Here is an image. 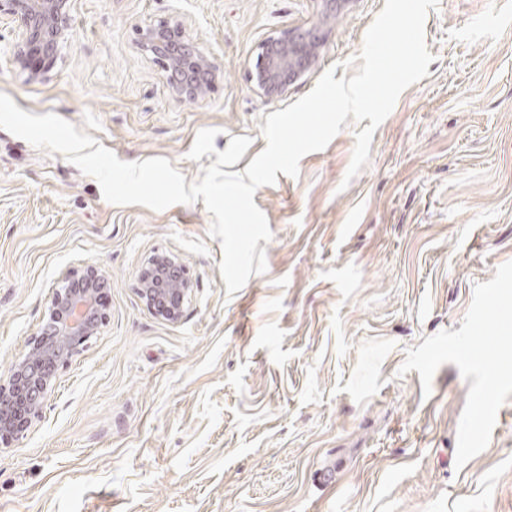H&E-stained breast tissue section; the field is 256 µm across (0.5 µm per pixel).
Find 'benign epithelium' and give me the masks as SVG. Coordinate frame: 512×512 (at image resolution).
I'll return each instance as SVG.
<instances>
[{"mask_svg": "<svg viewBox=\"0 0 512 512\" xmlns=\"http://www.w3.org/2000/svg\"><path fill=\"white\" fill-rule=\"evenodd\" d=\"M18 30L13 61L22 68L35 62L37 78L53 68L72 26L69 0H0V17ZM138 49L152 56L167 75L172 95L200 98L214 88L219 68L170 19L136 28ZM317 42L305 34L283 32L262 44L251 82L267 95H282L311 70ZM106 280L92 265L68 274L52 290L45 317L5 377H0V441L18 437L40 417L58 368L79 354L107 320L97 295ZM195 283L179 254L156 252L139 270L140 297L147 309L170 323L179 322Z\"/></svg>", "mask_w": 512, "mask_h": 512, "instance_id": "obj_1", "label": "benign epithelium"}]
</instances>
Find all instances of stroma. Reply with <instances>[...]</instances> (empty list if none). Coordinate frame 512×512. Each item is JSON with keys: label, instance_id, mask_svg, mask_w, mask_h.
<instances>
[{"label": "stroma", "instance_id": "35a3bbf8", "mask_svg": "<svg viewBox=\"0 0 512 512\" xmlns=\"http://www.w3.org/2000/svg\"><path fill=\"white\" fill-rule=\"evenodd\" d=\"M385 0H70L72 29L39 78L0 22V93L55 113L120 160L186 181L200 130L267 142V115L349 66ZM170 18L217 63L175 98L135 29ZM320 44L282 97L247 78L281 32ZM434 60L345 175L353 122L253 201L267 269L227 295L203 201L107 202L61 153L0 129V375L27 350L69 271L108 277V319L56 374L42 415L0 443V512H512V0H438ZM179 253L196 281L180 322L137 291ZM489 414L475 418L476 405Z\"/></svg>", "mask_w": 512, "mask_h": 512}]
</instances>
